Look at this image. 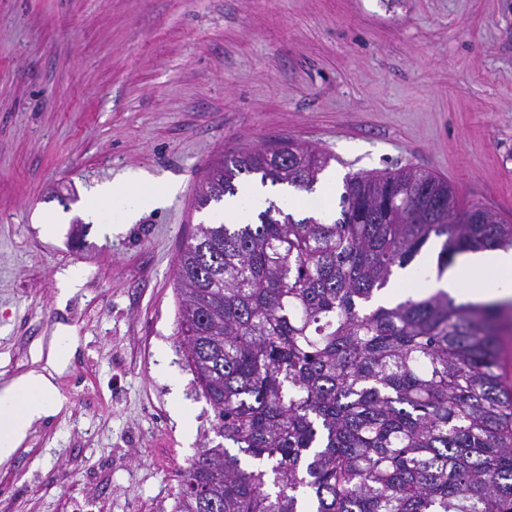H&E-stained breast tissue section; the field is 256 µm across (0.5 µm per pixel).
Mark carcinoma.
I'll return each mask as SVG.
<instances>
[{
  "instance_id": "1",
  "label": "carcinoma",
  "mask_w": 512,
  "mask_h": 512,
  "mask_svg": "<svg viewBox=\"0 0 512 512\" xmlns=\"http://www.w3.org/2000/svg\"><path fill=\"white\" fill-rule=\"evenodd\" d=\"M331 156L245 148L207 172L199 208L236 179L311 193ZM340 217L270 201L244 224H200L176 264L179 344L223 442L181 473L172 512H512V392L504 302L445 292L371 309L395 270L440 243L512 249L486 206L417 169L343 180Z\"/></svg>"
}]
</instances>
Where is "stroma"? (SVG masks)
I'll return each instance as SVG.
<instances>
[{
	"label": "stroma",
	"instance_id": "stroma-1",
	"mask_svg": "<svg viewBox=\"0 0 512 512\" xmlns=\"http://www.w3.org/2000/svg\"><path fill=\"white\" fill-rule=\"evenodd\" d=\"M274 141L339 178L432 172L512 223V0H0V383L37 371L60 401L0 463V512H171L215 438L178 249L224 215L193 207L208 168ZM130 169L173 193L76 243Z\"/></svg>",
	"mask_w": 512,
	"mask_h": 512
}]
</instances>
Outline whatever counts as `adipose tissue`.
Here are the masks:
<instances>
[{
	"instance_id": "ef3b65f1",
	"label": "adipose tissue",
	"mask_w": 512,
	"mask_h": 512,
	"mask_svg": "<svg viewBox=\"0 0 512 512\" xmlns=\"http://www.w3.org/2000/svg\"><path fill=\"white\" fill-rule=\"evenodd\" d=\"M145 176L130 172L116 182L96 187L86 203L88 216H96L109 203L124 207L135 215L149 203L162 201L165 189H145ZM490 274L496 285L484 287L480 276ZM425 293L442 290L459 303H484L512 297V250L501 249L463 254L455 267L442 277H430L423 286ZM57 406L51 381L31 373L0 388V458H9L26 436L31 422Z\"/></svg>"
}]
</instances>
